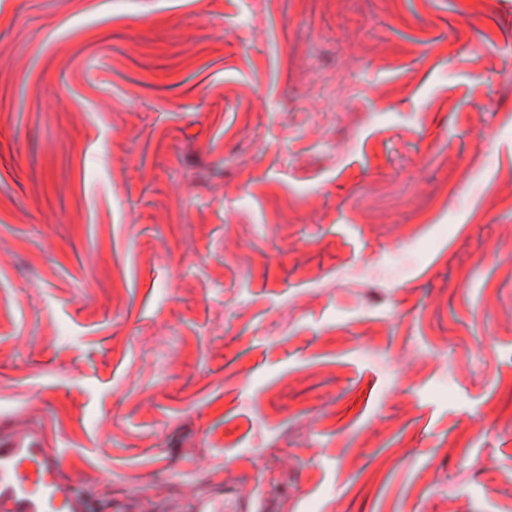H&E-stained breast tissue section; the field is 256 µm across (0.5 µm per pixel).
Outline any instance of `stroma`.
I'll list each match as a JSON object with an SVG mask.
<instances>
[{
	"mask_svg": "<svg viewBox=\"0 0 512 512\" xmlns=\"http://www.w3.org/2000/svg\"><path fill=\"white\" fill-rule=\"evenodd\" d=\"M0 432L131 512H512V0H0Z\"/></svg>",
	"mask_w": 512,
	"mask_h": 512,
	"instance_id": "35a3bbf8",
	"label": "stroma"
}]
</instances>
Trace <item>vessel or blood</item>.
Instances as JSON below:
<instances>
[{
  "mask_svg": "<svg viewBox=\"0 0 512 512\" xmlns=\"http://www.w3.org/2000/svg\"><path fill=\"white\" fill-rule=\"evenodd\" d=\"M66 458L40 432L0 438V512H95L94 495L64 476Z\"/></svg>",
  "mask_w": 512,
  "mask_h": 512,
  "instance_id": "1",
  "label": "vessel or blood"
}]
</instances>
